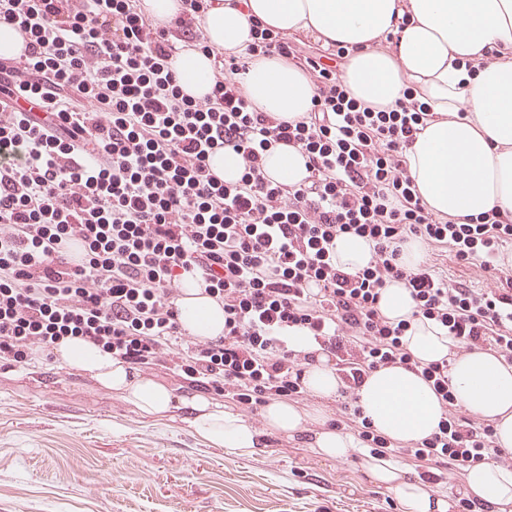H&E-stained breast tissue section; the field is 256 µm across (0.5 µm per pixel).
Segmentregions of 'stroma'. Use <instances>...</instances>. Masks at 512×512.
I'll list each match as a JSON object with an SVG mask.
<instances>
[{
  "mask_svg": "<svg viewBox=\"0 0 512 512\" xmlns=\"http://www.w3.org/2000/svg\"><path fill=\"white\" fill-rule=\"evenodd\" d=\"M424 259L449 284L494 285L449 245H425ZM224 406L256 428L261 454L211 447L178 413L141 417L58 363L0 365V512H402L364 448L330 460L262 411Z\"/></svg>",
  "mask_w": 512,
  "mask_h": 512,
  "instance_id": "35a3bbf8",
  "label": "stroma"
}]
</instances>
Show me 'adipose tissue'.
I'll list each match as a JSON object with an SVG mask.
<instances>
[{
  "instance_id": "obj_1",
  "label": "adipose tissue",
  "mask_w": 512,
  "mask_h": 512,
  "mask_svg": "<svg viewBox=\"0 0 512 512\" xmlns=\"http://www.w3.org/2000/svg\"><path fill=\"white\" fill-rule=\"evenodd\" d=\"M290 33L314 34L347 47L340 74L351 94L393 105L409 86L418 87L443 118L425 126L408 153L421 198L434 211L457 218L491 208L512 210V0H223L204 18L210 43L240 50L250 41L249 22ZM396 39L384 52L371 50L381 34ZM491 61L471 73L473 54ZM250 100L267 112L293 118L310 111L313 87L301 71L277 59L248 65L238 75ZM183 327L203 339L224 330V309L185 280L179 300ZM406 344L423 363L451 358V389L469 413L492 424L498 448L512 452V365L492 353L453 357V342L434 322L412 321ZM55 359L119 394L141 416L160 418L181 410L189 427L209 446L239 454L261 450L257 430L223 403L200 394L175 393L101 346L64 340ZM359 404L371 426L395 442H415L437 428L442 410L432 386L417 372L382 367L365 377ZM276 431L306 437L318 454L346 458L350 433L327 422L321 410L305 411L283 399L266 404ZM364 467L394 491L404 512H447L448 502L396 460L369 455ZM462 483L482 512H512V468L486 462L465 468Z\"/></svg>"
}]
</instances>
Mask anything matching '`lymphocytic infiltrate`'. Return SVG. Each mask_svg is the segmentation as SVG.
<instances>
[{"label":"lymphocytic infiltrate","mask_w":512,"mask_h":512,"mask_svg":"<svg viewBox=\"0 0 512 512\" xmlns=\"http://www.w3.org/2000/svg\"><path fill=\"white\" fill-rule=\"evenodd\" d=\"M215 0H177L168 18L143 0H0V26L28 53L0 64V359H53L59 341L100 345L131 368L164 369L202 392L253 410L302 399L317 354L335 361L344 409L370 454L427 463L422 481L494 461L512 467L493 427L460 416L449 360L416 361L381 291L398 282L410 319L441 325L456 349L512 364V289L451 285L426 266L410 269L405 244L450 245L459 261L504 274L512 212L468 222L433 212L415 189L407 150L440 120L423 92L405 88L394 106L350 95L335 66L297 35L262 24L240 53L210 44L203 24ZM212 57L211 90L184 93L176 60ZM276 58L301 70L312 108L293 120L249 100L237 78ZM306 158L299 183L264 169L269 147ZM235 153L239 181L216 182L211 152ZM365 239L366 267L339 265L338 236ZM194 278L224 308V332L178 347L177 284ZM308 332L318 352L288 346ZM415 369L443 409L430 437L400 449L363 417L358 391L385 366Z\"/></svg>","instance_id":"1"}]
</instances>
